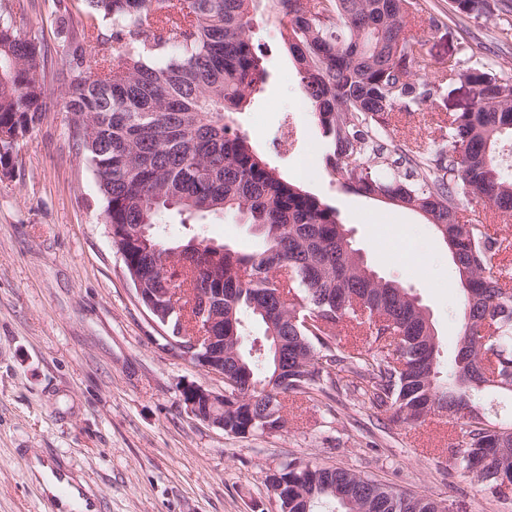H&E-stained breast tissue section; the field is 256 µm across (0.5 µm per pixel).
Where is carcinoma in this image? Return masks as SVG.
<instances>
[{"label":"carcinoma","mask_w":512,"mask_h":512,"mask_svg":"<svg viewBox=\"0 0 512 512\" xmlns=\"http://www.w3.org/2000/svg\"><path fill=\"white\" fill-rule=\"evenodd\" d=\"M258 0H85L82 42L61 58L72 140L94 168L115 235L148 226L150 245L129 246L123 263L147 293L187 284L224 289V368L238 383L224 395V432L245 436L284 427L281 397H308L359 383L372 408L389 406L422 423L455 409L462 464L493 496L512 484V432L471 416L486 379L483 361L512 395V288L493 272L504 241L461 220L465 204L487 199L512 217V182L497 169L498 142L512 138V80L488 60L448 63L474 87V103L451 115L426 149L398 152V112H419L438 93L425 42L415 33L439 19L419 0H269L321 129L325 161L344 186L421 214L452 245L464 325L455 367L441 378L436 329L417 299L374 271L349 246L336 208L282 177L234 132L226 116L250 104L266 70L252 38ZM458 14L494 16L490 0H454ZM112 21L116 51L85 63L95 22ZM42 48L0 27V127L35 128L46 95ZM166 212L181 223L233 212L259 231L251 253L193 236L166 241ZM263 327L262 352L242 317ZM346 331L378 342L371 354L336 343ZM288 512H436L434 502L384 487L340 467L294 461ZM277 476V477H279ZM277 477H269L275 488Z\"/></svg>","instance_id":"obj_1"}]
</instances>
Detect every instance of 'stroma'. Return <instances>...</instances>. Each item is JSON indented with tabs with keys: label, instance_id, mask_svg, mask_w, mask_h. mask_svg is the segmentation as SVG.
Here are the masks:
<instances>
[{
	"label": "stroma",
	"instance_id": "obj_1",
	"mask_svg": "<svg viewBox=\"0 0 512 512\" xmlns=\"http://www.w3.org/2000/svg\"><path fill=\"white\" fill-rule=\"evenodd\" d=\"M441 17L425 31L426 51L443 78L423 111L402 116L395 145L426 141L431 121L471 102L448 75L449 58L471 48L512 77V39L493 18L456 14L451 0H421ZM86 22L83 0H0V23L38 43L45 55L42 122L19 138L15 164L0 175V512H52L30 461L67 468L86 483L103 512H278L267 478L296 460L344 466L395 490L442 502L447 512H512V491H481L453 454L458 425L435 416L419 426L388 409H362L350 391L310 399L288 395L285 427L243 437L188 413L183 385L209 383L203 371L163 348L161 330L135 299L104 221L91 164L78 155L63 108L70 82L59 57L60 17ZM280 18L270 8L253 20L267 78L229 124L289 181L335 205L351 246L380 277L410 288L437 330L441 367L453 365L462 309L457 270L442 239L417 213L343 188L325 164L321 131L303 112V149L316 173L301 172L274 144L300 95ZM162 224L169 238L205 236L240 252L262 239L233 216Z\"/></svg>",
	"mask_w": 512,
	"mask_h": 512
}]
</instances>
